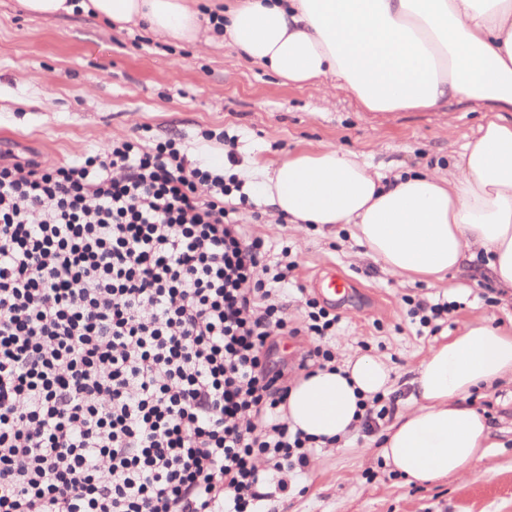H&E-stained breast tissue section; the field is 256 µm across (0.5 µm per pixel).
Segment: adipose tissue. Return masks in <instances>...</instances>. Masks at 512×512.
Returning a JSON list of instances; mask_svg holds the SVG:
<instances>
[{
	"instance_id": "obj_1",
	"label": "adipose tissue",
	"mask_w": 512,
	"mask_h": 512,
	"mask_svg": "<svg viewBox=\"0 0 512 512\" xmlns=\"http://www.w3.org/2000/svg\"><path fill=\"white\" fill-rule=\"evenodd\" d=\"M46 19L75 12L132 24L193 48L219 42L283 80L335 81L364 110L485 105L447 172L385 178L357 154L326 147L252 170L266 202L294 224L348 226L388 273L438 286L468 270L512 289V0H229L221 33L188 0H20ZM512 380V336L482 318L432 347L411 369L410 404L377 439L408 481L473 472L492 427L468 398ZM391 371L360 355L299 378L284 405L292 430L317 445L358 426L361 403L388 393Z\"/></svg>"
}]
</instances>
